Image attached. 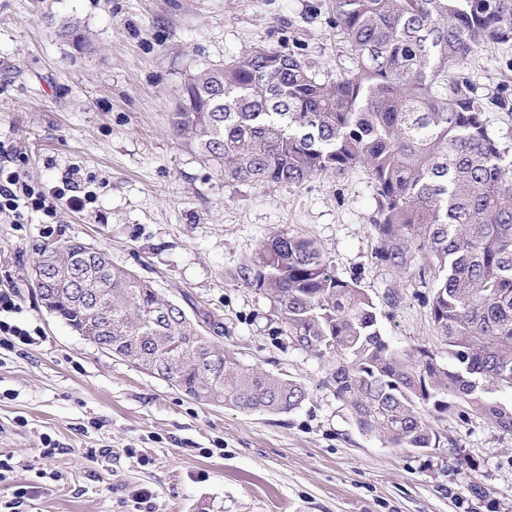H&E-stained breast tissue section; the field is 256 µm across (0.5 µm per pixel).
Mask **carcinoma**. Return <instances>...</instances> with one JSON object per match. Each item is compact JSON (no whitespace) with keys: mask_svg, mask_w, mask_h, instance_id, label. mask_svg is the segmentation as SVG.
Returning <instances> with one entry per match:
<instances>
[{"mask_svg":"<svg viewBox=\"0 0 512 512\" xmlns=\"http://www.w3.org/2000/svg\"><path fill=\"white\" fill-rule=\"evenodd\" d=\"M355 66L321 82L296 55L261 48L189 78L170 113L181 142L224 178L300 185L314 175L369 170L381 261L435 272L430 311L448 363L401 351L377 308L331 269L312 239L282 232L242 265L299 349L335 365L330 383L359 428L393 448H437L450 410L512 433V160L488 113L512 112L479 92L467 61L512 41V0H332ZM46 270L55 316L108 329L139 367L175 371L184 395L245 412L288 413L307 399L292 379L246 368L204 326L107 252L72 241Z\"/></svg>","mask_w":512,"mask_h":512,"instance_id":"cac0c4a2","label":"carcinoma"}]
</instances>
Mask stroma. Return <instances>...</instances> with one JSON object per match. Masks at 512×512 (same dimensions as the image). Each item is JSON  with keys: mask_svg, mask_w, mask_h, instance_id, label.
Here are the masks:
<instances>
[{"mask_svg": "<svg viewBox=\"0 0 512 512\" xmlns=\"http://www.w3.org/2000/svg\"><path fill=\"white\" fill-rule=\"evenodd\" d=\"M66 18L85 50L60 33ZM258 47L298 55L323 81L354 62L331 0H0V141L44 188L71 177L74 195L92 197L54 224L0 220V290L20 307L10 321L37 332L28 345L0 334L11 466L0 512H512V433L453 412L429 452L363 433L328 382L331 360L294 346L266 294L237 281L264 240L310 237L373 298L395 347L448 360L424 301L432 283L376 255L365 168L299 186L237 182L175 138L169 114L191 75ZM472 69L484 94L512 88V43L481 48ZM72 240L210 322L242 366L301 383L307 400L281 414L203 404L84 340L32 286L38 247Z\"/></svg>", "mask_w": 512, "mask_h": 512, "instance_id": "1", "label": "stroma"}]
</instances>
